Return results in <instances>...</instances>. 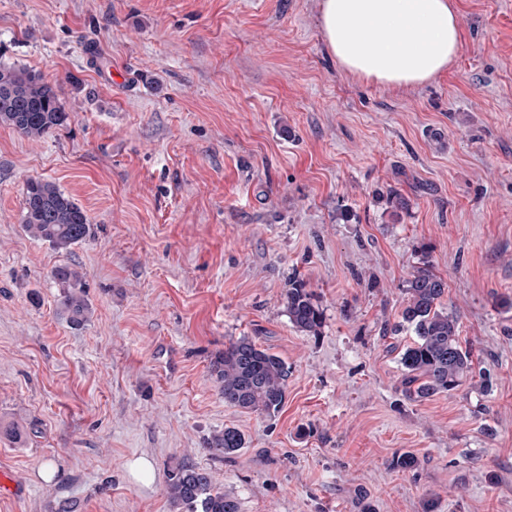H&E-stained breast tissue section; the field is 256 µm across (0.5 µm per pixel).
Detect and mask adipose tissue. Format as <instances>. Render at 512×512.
<instances>
[{"mask_svg":"<svg viewBox=\"0 0 512 512\" xmlns=\"http://www.w3.org/2000/svg\"><path fill=\"white\" fill-rule=\"evenodd\" d=\"M319 18L339 65L387 87L436 79L460 50L454 0H321Z\"/></svg>","mask_w":512,"mask_h":512,"instance_id":"obj_1","label":"adipose tissue"}]
</instances>
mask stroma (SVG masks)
<instances>
[{
  "label": "stroma",
  "instance_id": "35a3bbf8",
  "mask_svg": "<svg viewBox=\"0 0 512 512\" xmlns=\"http://www.w3.org/2000/svg\"><path fill=\"white\" fill-rule=\"evenodd\" d=\"M455 2L453 66L385 88L327 52L319 0H0V64L69 115L35 141L0 126V470L27 486L0 512H172L182 458L240 512H512V0ZM31 177L93 236L29 237ZM425 261L474 375L409 401L413 334L387 329ZM64 262L88 284L78 330L49 277ZM294 275L319 335L288 320ZM242 336L290 369L275 416L209 374ZM227 427L244 448L212 456ZM405 452L416 470L393 467Z\"/></svg>",
  "mask_w": 512,
  "mask_h": 512
}]
</instances>
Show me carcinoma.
Instances as JSON below:
<instances>
[{"label": "carcinoma", "instance_id": "cac0c4a2", "mask_svg": "<svg viewBox=\"0 0 512 512\" xmlns=\"http://www.w3.org/2000/svg\"><path fill=\"white\" fill-rule=\"evenodd\" d=\"M67 119L54 88L42 76L0 65V125L41 139ZM21 223L29 236L57 251H68L92 236V224L83 208L46 179L26 180ZM50 277L61 288L60 315L70 327H83L92 306L82 272L73 264L60 263ZM446 288V282L426 263L414 270L405 288L402 323L415 336L400 351L401 392L409 400L449 393L472 374V356L459 340L458 318L443 304ZM285 308L298 330L313 336L320 333L323 312L304 282H289ZM210 375L230 407L274 416L283 406L287 363L247 336L230 341L214 356ZM242 447L243 435L226 427L211 438L208 450L227 458ZM166 494L178 512H240L239 502L225 494L208 471L185 459L168 469Z\"/></svg>", "mask_w": 512, "mask_h": 512}]
</instances>
